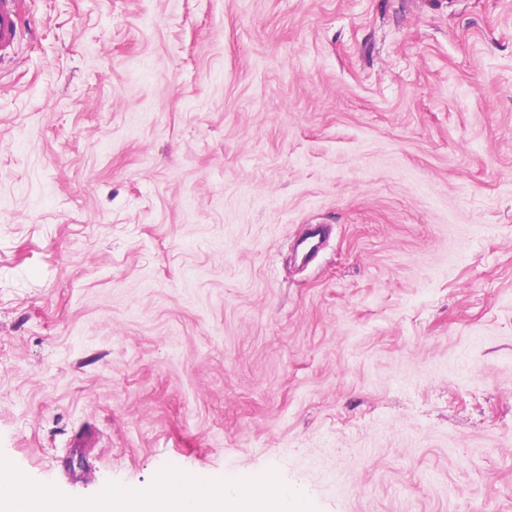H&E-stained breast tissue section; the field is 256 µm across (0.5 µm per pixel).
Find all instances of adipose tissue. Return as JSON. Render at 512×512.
Listing matches in <instances>:
<instances>
[{
  "label": "adipose tissue",
  "mask_w": 512,
  "mask_h": 512,
  "mask_svg": "<svg viewBox=\"0 0 512 512\" xmlns=\"http://www.w3.org/2000/svg\"><path fill=\"white\" fill-rule=\"evenodd\" d=\"M126 512H297L298 496L284 485L252 481L216 486L162 479L135 494H116ZM116 500V501H117ZM0 512H72L51 504L43 492L21 490L11 466L0 459Z\"/></svg>",
  "instance_id": "adipose-tissue-1"
}]
</instances>
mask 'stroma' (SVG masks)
Masks as SVG:
<instances>
[{
    "instance_id": "1",
    "label": "stroma",
    "mask_w": 512,
    "mask_h": 512,
    "mask_svg": "<svg viewBox=\"0 0 512 512\" xmlns=\"http://www.w3.org/2000/svg\"><path fill=\"white\" fill-rule=\"evenodd\" d=\"M20 17L0 457L24 487L270 473L302 512H512V0Z\"/></svg>"
}]
</instances>
